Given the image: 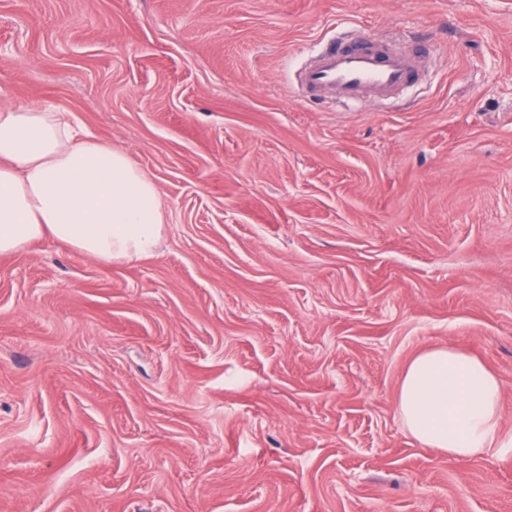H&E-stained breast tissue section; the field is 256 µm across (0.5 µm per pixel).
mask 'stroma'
<instances>
[{
    "instance_id": "35a3bbf8",
    "label": "stroma",
    "mask_w": 512,
    "mask_h": 512,
    "mask_svg": "<svg viewBox=\"0 0 512 512\" xmlns=\"http://www.w3.org/2000/svg\"><path fill=\"white\" fill-rule=\"evenodd\" d=\"M348 26L417 50L399 107L292 83ZM154 180L155 255L0 257V512H512V447L396 411L449 345L512 433V0H0V105Z\"/></svg>"
}]
</instances>
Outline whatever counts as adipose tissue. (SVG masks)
Returning a JSON list of instances; mask_svg holds the SVG:
<instances>
[{
	"instance_id": "obj_1",
	"label": "adipose tissue",
	"mask_w": 512,
	"mask_h": 512,
	"mask_svg": "<svg viewBox=\"0 0 512 512\" xmlns=\"http://www.w3.org/2000/svg\"><path fill=\"white\" fill-rule=\"evenodd\" d=\"M164 216L153 179L68 113L0 107V255L52 238L94 260L152 255ZM497 377L450 347L417 354L399 388L397 413L424 448L468 458L511 448Z\"/></svg>"
}]
</instances>
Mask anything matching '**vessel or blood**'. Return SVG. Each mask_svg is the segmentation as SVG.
<instances>
[{
	"label": "vessel or blood",
	"mask_w": 512,
	"mask_h": 512,
	"mask_svg": "<svg viewBox=\"0 0 512 512\" xmlns=\"http://www.w3.org/2000/svg\"><path fill=\"white\" fill-rule=\"evenodd\" d=\"M412 77L411 58L396 43L344 37L302 66L296 85L307 98L345 103L369 98L383 104L396 97Z\"/></svg>",
	"instance_id": "obj_1"
}]
</instances>
